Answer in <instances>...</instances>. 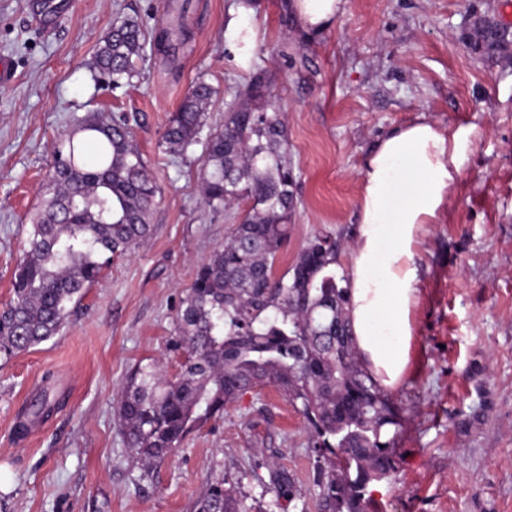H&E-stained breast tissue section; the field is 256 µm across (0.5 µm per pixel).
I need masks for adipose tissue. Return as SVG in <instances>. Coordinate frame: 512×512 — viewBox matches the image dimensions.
<instances>
[{"instance_id": "ef3b65f1", "label": "adipose tissue", "mask_w": 512, "mask_h": 512, "mask_svg": "<svg viewBox=\"0 0 512 512\" xmlns=\"http://www.w3.org/2000/svg\"><path fill=\"white\" fill-rule=\"evenodd\" d=\"M345 0H287L309 37L326 32ZM462 144L424 120L381 138L363 171L361 234L348 268V312L356 346L374 378L398 386L412 357L411 312L417 301L418 238L436 223L460 172Z\"/></svg>"}]
</instances>
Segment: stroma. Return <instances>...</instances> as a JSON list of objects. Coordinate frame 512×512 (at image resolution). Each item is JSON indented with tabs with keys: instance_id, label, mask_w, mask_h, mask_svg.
Returning <instances> with one entry per match:
<instances>
[{
	"instance_id": "obj_1",
	"label": "stroma",
	"mask_w": 512,
	"mask_h": 512,
	"mask_svg": "<svg viewBox=\"0 0 512 512\" xmlns=\"http://www.w3.org/2000/svg\"><path fill=\"white\" fill-rule=\"evenodd\" d=\"M32 0H0V306L12 296L31 216L56 141L88 113L132 115L134 141L160 192L151 235L112 261L61 335L0 364V512H192L224 476L251 512H269L266 460L295 478L290 512H317L307 425L267 386L229 404L165 461L145 465L125 445L116 401L142 361L175 374L181 299L223 246L236 211L203 203V144L175 157L168 120L197 79L215 90L208 128L224 123L239 86L264 71L281 105L297 176L284 274L316 234L336 238L345 275L359 232L365 160L395 127L423 119L460 135L463 163L439 221L416 248L411 370L391 394L401 426L396 474L370 483L376 512H512V61L487 59L463 36L473 18L512 27V0H346L342 16L304 40L285 0H252L256 49L240 64L225 27L236 0H189L191 41L175 55L146 47L142 78L118 91L90 64L117 11L165 27L164 0H59L52 30ZM49 393L60 408L27 434L21 409Z\"/></svg>"
}]
</instances>
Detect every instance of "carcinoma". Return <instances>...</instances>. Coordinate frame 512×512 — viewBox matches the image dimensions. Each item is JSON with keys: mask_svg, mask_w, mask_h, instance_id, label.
Wrapping results in <instances>:
<instances>
[{"mask_svg": "<svg viewBox=\"0 0 512 512\" xmlns=\"http://www.w3.org/2000/svg\"><path fill=\"white\" fill-rule=\"evenodd\" d=\"M175 22L154 44L173 52L189 39L185 8L169 0ZM145 24L119 12L91 64L94 80L125 89L141 72ZM468 45L509 60L512 36L486 18L473 26ZM214 89L198 80L172 114L162 146L183 156L199 142ZM224 126L209 134L203 156L202 199L213 212L246 200L224 247L198 270L180 301L174 351L184 354L168 376L154 362L129 373L117 408L131 453L161 462L184 439L224 415V406L257 387L288 397L309 426L319 512H368L367 486L397 471L391 428L400 424L394 399L372 379L356 351L348 317L349 286L336 277L338 244L328 235L310 239L288 274L274 264L288 242L296 205V177L288 137L265 74L236 93ZM159 187L133 141L130 116L96 113L76 120L55 150L52 173L32 217L25 256L14 271L13 298L0 309V360L39 345L67 323L70 307L115 258L150 236L151 207ZM41 395L25 410L19 433L55 409ZM280 500H294L295 479L267 463ZM207 482L194 512H248L224 487Z\"/></svg>", "mask_w": 512, "mask_h": 512, "instance_id": "obj_1", "label": "carcinoma"}]
</instances>
